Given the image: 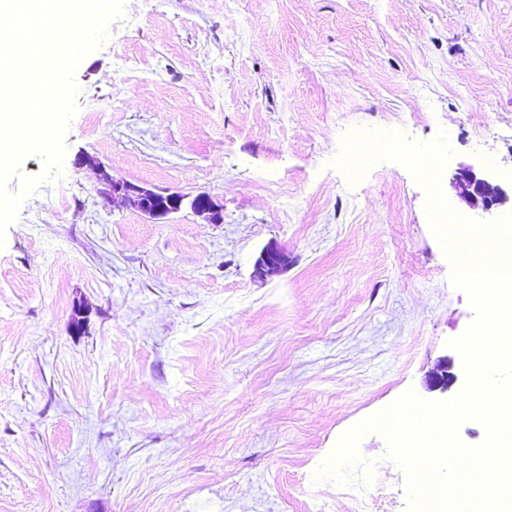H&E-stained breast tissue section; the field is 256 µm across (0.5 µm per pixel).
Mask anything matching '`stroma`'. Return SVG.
<instances>
[{
    "instance_id": "stroma-1",
    "label": "stroma",
    "mask_w": 512,
    "mask_h": 512,
    "mask_svg": "<svg viewBox=\"0 0 512 512\" xmlns=\"http://www.w3.org/2000/svg\"><path fill=\"white\" fill-rule=\"evenodd\" d=\"M73 81L60 178L29 154L6 184L38 181L0 246V512H410L380 433L369 484L314 474L405 393L466 387L475 311L417 176L333 162L358 127L442 133L451 206L512 217L456 186L512 171V0H124ZM108 175L224 221L111 207ZM288 254L278 247L264 249L254 263L253 276L263 278L288 265Z\"/></svg>"
}]
</instances>
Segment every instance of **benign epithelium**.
Instances as JSON below:
<instances>
[{"label": "benign epithelium", "instance_id": "7a95c632", "mask_svg": "<svg viewBox=\"0 0 512 512\" xmlns=\"http://www.w3.org/2000/svg\"><path fill=\"white\" fill-rule=\"evenodd\" d=\"M463 191L490 213L504 205L508 200L506 191L486 174H477L468 168L459 174ZM106 188L103 191L106 201L114 208L127 204L135 205L149 219L160 222L168 215L188 207L192 211L206 216L211 224L223 222V208L207 196L191 197L179 192L157 191L110 176L104 178ZM288 265V254L277 248L264 249L254 263L253 276L263 278ZM457 376L448 371V363H443L434 376V386L442 391L455 383Z\"/></svg>", "mask_w": 512, "mask_h": 512}]
</instances>
